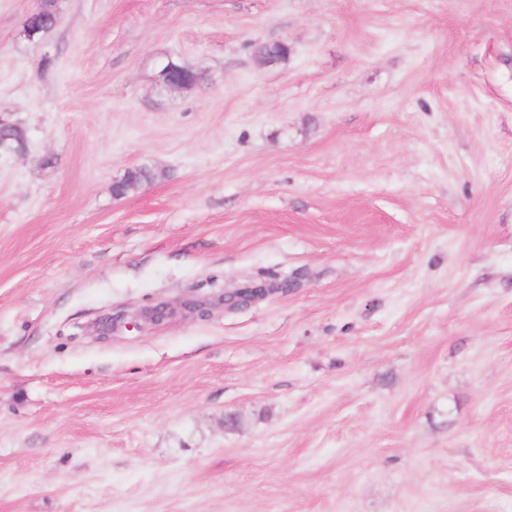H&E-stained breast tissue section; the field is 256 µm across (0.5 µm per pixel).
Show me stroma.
Returning a JSON list of instances; mask_svg holds the SVG:
<instances>
[{
    "mask_svg": "<svg viewBox=\"0 0 512 512\" xmlns=\"http://www.w3.org/2000/svg\"><path fill=\"white\" fill-rule=\"evenodd\" d=\"M57 4L0 0V512H512V0ZM57 12V3L54 2L49 4L45 11L33 16H29L25 22L23 30L25 38L29 41H32L30 36L32 29L39 30L38 37L43 36L45 33L51 30L55 26ZM188 73L193 82H199L203 75L186 64L179 63ZM183 69L173 60L167 59L158 65L157 81L166 90L184 89L189 84V77L183 74ZM28 139L27 129L22 122L0 124V152L18 149ZM153 169L147 166H141L138 169L127 172L124 178L117 183L124 195L137 191L144 183L155 178ZM268 292V288L265 285L251 284L238 288L233 292H224L223 296L219 297V301L224 304V307L230 309H238L247 306L256 298L265 295Z\"/></svg>",
    "mask_w": 512,
    "mask_h": 512,
    "instance_id": "stroma-1",
    "label": "stroma"
}]
</instances>
